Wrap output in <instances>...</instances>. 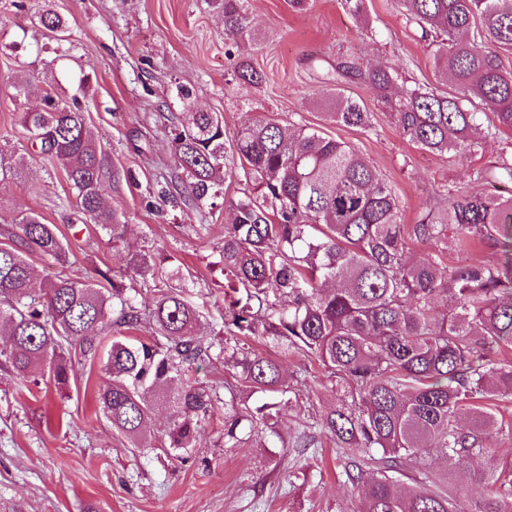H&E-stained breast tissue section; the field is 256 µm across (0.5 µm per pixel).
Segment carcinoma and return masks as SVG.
Instances as JSON below:
<instances>
[{
  "mask_svg": "<svg viewBox=\"0 0 512 512\" xmlns=\"http://www.w3.org/2000/svg\"><path fill=\"white\" fill-rule=\"evenodd\" d=\"M230 39L254 35L245 0H209ZM406 22L432 48L438 82L398 83L392 67L361 70L352 61L331 66L336 84L365 79L392 112L401 134L418 149L473 152L481 114L495 129L512 130V0H397ZM35 18L49 36L68 22L42 6ZM232 80L257 85L251 64L231 65ZM39 109L21 124L32 146L65 173L81 220L112 239L122 237L125 216L106 202L108 189L129 171L112 167L107 143L89 126L78 97L64 99L49 85ZM170 118L172 147L183 186L172 204L187 198L210 203L238 159L255 183L230 203L224 225V346L200 340L203 315L165 271L148 313L129 295L124 275L97 270L78 280L65 273L66 240L54 224L19 211L0 244V359L24 382L47 374L69 386L71 353L99 359L109 381L97 405L112 428L135 448L148 447L151 410L171 407L166 446L178 457L197 447L215 412L224 411V446L244 434L270 433L268 447L315 448V434L287 441L277 430L281 410L313 405L309 393L281 389L283 363L249 346L268 338L284 352L313 358L334 379L320 434L355 448L359 459L343 466L357 492L352 512H512V453L498 459L491 490L462 506L461 480L475 459L493 453V431L505 426L502 405L512 402V263L444 267L417 261L408 240L441 253L465 241L512 248V198L471 190L431 206L417 223L401 224L399 200L378 170L350 145L313 128L290 129L258 120L237 130L226 152L224 120L194 112ZM337 124L368 129L372 113L338 91L327 95ZM23 158L0 154V177L13 179ZM512 178V154L476 172V181ZM50 268L34 286L29 255ZM146 283L159 269L146 254L127 262ZM445 300L438 318L433 305ZM155 336H125L143 320ZM224 359V380L195 376L199 363ZM256 397L252 406L241 396ZM437 454L442 473L420 467Z\"/></svg>",
  "mask_w": 512,
  "mask_h": 512,
  "instance_id": "carcinoma-1",
  "label": "carcinoma"
}]
</instances>
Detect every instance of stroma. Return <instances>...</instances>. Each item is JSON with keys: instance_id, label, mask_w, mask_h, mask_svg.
<instances>
[{"instance_id": "1", "label": "stroma", "mask_w": 512, "mask_h": 512, "mask_svg": "<svg viewBox=\"0 0 512 512\" xmlns=\"http://www.w3.org/2000/svg\"><path fill=\"white\" fill-rule=\"evenodd\" d=\"M68 21L60 59L42 46L32 21L37 0H0V150L25 159L21 179L0 181V228L31 208L56 225L69 242L68 274L87 279L97 269L125 267L134 254L155 261L173 257L188 296L203 304L223 341L224 271L220 248L227 215L203 206L175 207L156 194L181 168L163 114L182 111L178 88L191 91L193 109L221 114L224 130L273 121L314 128L346 142L393 187L401 222L447 204L473 188L477 170L512 151V132L488 140L483 152L437 155L400 133L377 92L362 81L344 84L345 95L372 112L370 129L329 120L330 89L322 66L343 57L369 66L387 64L409 79L434 83L430 48L406 24L393 0H366V15L341 0H310L296 12L287 0H249L256 36L233 42L207 0H49ZM244 59L266 80L240 88L228 81L232 61ZM38 76L69 87V74H89L82 106L91 128L107 142L112 164L134 179L108 200L127 219L121 240L96 225L76 221L62 169L39 157L20 124L39 103L37 90L18 93L10 76ZM209 225L196 234L198 225ZM414 258L435 256L445 266L504 262L502 251L479 245L445 253L417 242ZM107 376L99 362L73 361L71 382L56 391L26 388L0 366V512H351L352 489L338 472L356 449L324 441L318 457L302 449L273 450L260 440L228 448L222 420H214L189 459L161 447L132 448L98 412L95 393Z\"/></svg>"}]
</instances>
